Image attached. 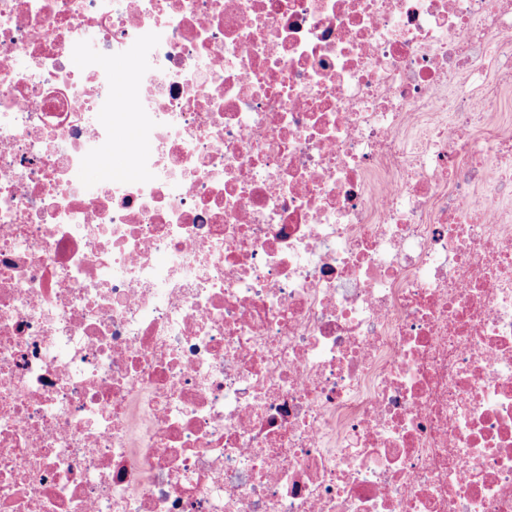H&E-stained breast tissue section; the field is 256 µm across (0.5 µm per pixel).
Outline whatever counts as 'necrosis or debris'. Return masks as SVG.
<instances>
[{"label": "necrosis or debris", "instance_id": "necrosis-or-debris-1", "mask_svg": "<svg viewBox=\"0 0 512 512\" xmlns=\"http://www.w3.org/2000/svg\"><path fill=\"white\" fill-rule=\"evenodd\" d=\"M511 87L512 0H0V512H512Z\"/></svg>", "mask_w": 512, "mask_h": 512}]
</instances>
